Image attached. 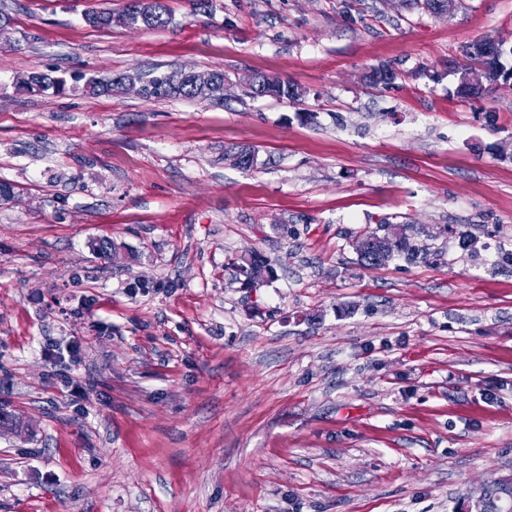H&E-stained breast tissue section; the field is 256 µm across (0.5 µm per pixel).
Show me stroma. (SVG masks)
<instances>
[{
    "label": "stroma",
    "instance_id": "stroma-1",
    "mask_svg": "<svg viewBox=\"0 0 512 512\" xmlns=\"http://www.w3.org/2000/svg\"><path fill=\"white\" fill-rule=\"evenodd\" d=\"M161 2L98 29L127 0H0V405L32 426L0 512H460L512 482V87L448 70L512 43V0ZM211 70L223 100L86 86ZM383 220L419 254L364 267ZM84 21L93 27H112L142 25L147 28L165 26L169 16H164L161 4L157 0H134L125 11L112 14L111 11L92 10L85 12ZM489 44L481 56L478 68L482 71L478 77H473L468 73L458 72L457 75V92L465 97L481 99L487 96L492 90L500 87L496 86L498 80V72L496 69L485 71L490 65L495 64L500 53L506 43L503 40L492 38H479L465 46L464 53L481 54L485 43L489 40ZM461 86V89H460ZM17 83L24 88H37L42 91L51 88L59 91L63 85L62 80L52 78L48 74L38 71L27 72L26 74L19 76ZM250 90L252 94L257 96L268 95L281 100H296L299 97L297 88L290 83H285L277 78L267 76L256 78Z\"/></svg>",
    "mask_w": 512,
    "mask_h": 512
}]
</instances>
